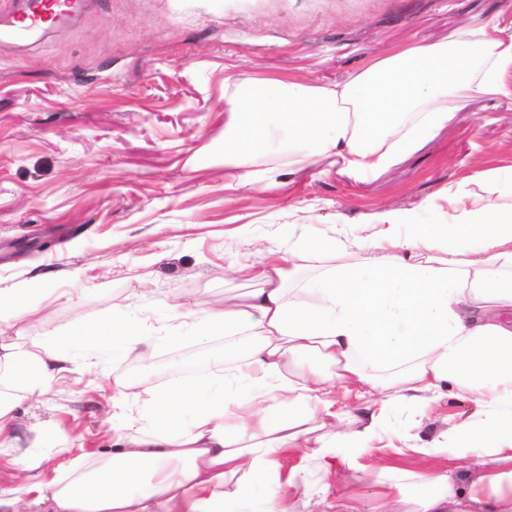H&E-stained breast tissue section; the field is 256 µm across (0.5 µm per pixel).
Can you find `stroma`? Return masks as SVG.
<instances>
[{
    "label": "stroma",
    "mask_w": 512,
    "mask_h": 512,
    "mask_svg": "<svg viewBox=\"0 0 512 512\" xmlns=\"http://www.w3.org/2000/svg\"><path fill=\"white\" fill-rule=\"evenodd\" d=\"M492 20L512 25V0H98L77 22L0 44V291L38 281L52 291L7 314L0 337L35 352L75 319L134 308L149 336L168 303L206 309L244 288L228 263L316 236L348 242L382 208L431 200L444 212L451 186L463 187L466 204L511 207L512 194L472 179L512 167V99L503 96L474 100L378 174L355 178L324 163L292 173L270 155L253 166L257 182L229 189L224 178L225 78L336 83L397 47ZM223 350L216 336L175 353L210 371ZM175 353L149 351L157 382L169 379ZM138 366L82 361L67 383L20 400L22 446L40 433L76 454L110 448L113 380ZM474 408L453 397L422 416L395 410L386 425L404 432L405 454L375 448L354 478L289 458L283 473L306 490L296 512L308 499L321 512H373L393 480L386 467L421 469L413 447L443 440L448 417Z\"/></svg>",
    "instance_id": "1"
}]
</instances>
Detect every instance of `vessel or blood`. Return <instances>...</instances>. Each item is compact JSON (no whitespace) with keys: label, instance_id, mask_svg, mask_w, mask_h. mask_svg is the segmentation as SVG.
Wrapping results in <instances>:
<instances>
[{"label":"vessel or blood","instance_id":"vessel-or-blood-1","mask_svg":"<svg viewBox=\"0 0 512 512\" xmlns=\"http://www.w3.org/2000/svg\"><path fill=\"white\" fill-rule=\"evenodd\" d=\"M89 0H8L0 7V39L20 40L74 20Z\"/></svg>","mask_w":512,"mask_h":512}]
</instances>
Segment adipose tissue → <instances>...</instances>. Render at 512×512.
I'll return each mask as SVG.
<instances>
[{"mask_svg": "<svg viewBox=\"0 0 512 512\" xmlns=\"http://www.w3.org/2000/svg\"><path fill=\"white\" fill-rule=\"evenodd\" d=\"M512 38L495 23L410 44L369 60L336 83L292 77L232 81L224 167L279 154L300 170L326 161L368 174L389 167L445 126L463 103L507 95ZM429 229L431 201L384 208L354 248L315 238L269 251L244 274L256 287L218 306L181 303L196 339L230 336L222 366L157 382L153 367L113 381L121 403L147 395L138 416L113 417L112 447L67 461L49 482L43 464L16 450L15 404L67 381L77 358L145 357L177 349L180 329L145 336L136 316L80 322L46 337L39 352L0 342V447L14 449L18 487L0 491V512H293L299 492L282 478L285 458L306 453L324 470L371 454L381 423L399 406L468 395L476 409L451 418L447 439L416 454L450 467L417 473L413 495H383L382 512H512V208L467 206L462 188ZM378 253L364 259L362 250ZM316 262V275L297 280ZM363 399L357 426L337 390Z\"/></svg>", "mask_w": 512, "mask_h": 512, "instance_id": "1", "label": "adipose tissue"}]
</instances>
